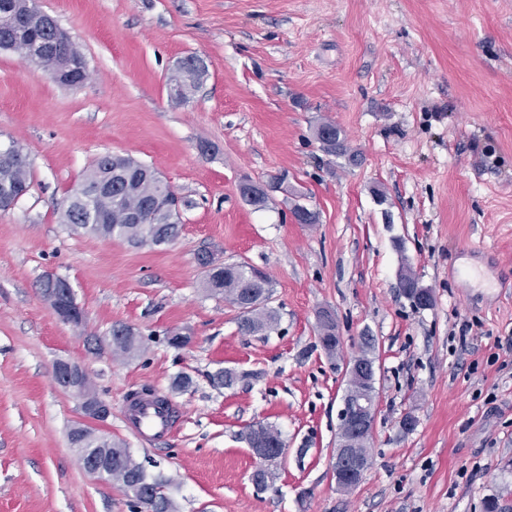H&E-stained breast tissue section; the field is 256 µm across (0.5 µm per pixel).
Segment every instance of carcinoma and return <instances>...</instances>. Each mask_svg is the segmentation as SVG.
<instances>
[{"instance_id": "cac0c4a2", "label": "carcinoma", "mask_w": 512, "mask_h": 512, "mask_svg": "<svg viewBox=\"0 0 512 512\" xmlns=\"http://www.w3.org/2000/svg\"><path fill=\"white\" fill-rule=\"evenodd\" d=\"M4 1L12 8L7 12L0 8V44L14 38L12 19L15 16L26 17L30 29L38 30V14L28 9L27 0H0V3ZM315 134L325 149L331 152L347 151L345 138L336 125L323 123L316 128ZM109 164L112 165V181L120 185V190L95 197L97 209L111 216V220L95 225L91 231L106 238L118 236L141 246H159L162 241L177 236L178 225L161 224L150 211L154 179L147 170L132 166V158L109 163L102 157L85 173L83 182L90 186L100 182ZM13 183L31 184L30 166L0 161V187ZM83 210V202L70 200L61 209V223L74 229L86 228V225L79 223ZM204 287L211 295L222 296L239 306L242 332L267 336L277 330L280 315L268 306L272 285L267 275L250 279L240 266H220L211 262L206 270ZM112 335V353L117 356L133 357L143 349V338L128 327L121 334L114 329ZM112 478L121 482L127 490L136 486L151 490L146 498L134 495L132 512H175L173 501L164 493L167 480L161 475L147 474L128 449L115 443L112 444Z\"/></svg>"}]
</instances>
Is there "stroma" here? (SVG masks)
<instances>
[{
  "mask_svg": "<svg viewBox=\"0 0 512 512\" xmlns=\"http://www.w3.org/2000/svg\"><path fill=\"white\" fill-rule=\"evenodd\" d=\"M89 66L80 88L0 50V144L31 188L0 212V512H130L119 483L83 469L81 416L52 383L85 365L111 414L97 435L163 475L176 512H483L512 505V0H38ZM205 58L188 102L175 61ZM338 126L348 156L313 130ZM152 167L188 205L169 245L139 247L61 224L60 205L101 155ZM280 181L266 208L242 178ZM316 212L297 223L295 205ZM272 280L267 336L209 296L198 254ZM410 269L433 304L399 287ZM66 278L86 319L59 321L40 294ZM334 313L341 347L318 342ZM134 327L131 358L94 350ZM189 338L168 345L170 330ZM379 365L371 459L354 489L331 476L345 365ZM232 369L233 387L214 384ZM193 384L172 391L173 379ZM181 410L166 438L127 427L133 393ZM416 421L405 431V416ZM277 428L286 454L265 491L244 435Z\"/></svg>",
  "mask_w": 512,
  "mask_h": 512,
  "instance_id": "obj_1",
  "label": "stroma"
}]
</instances>
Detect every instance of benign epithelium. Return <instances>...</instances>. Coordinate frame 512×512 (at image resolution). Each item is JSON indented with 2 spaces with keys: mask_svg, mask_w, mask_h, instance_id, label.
Returning a JSON list of instances; mask_svg holds the SVG:
<instances>
[{
  "mask_svg": "<svg viewBox=\"0 0 512 512\" xmlns=\"http://www.w3.org/2000/svg\"><path fill=\"white\" fill-rule=\"evenodd\" d=\"M39 15L41 25L45 31L52 33V38L48 41L32 40L24 31L15 37V43L26 47L28 60L39 67L48 68L54 82L68 88L79 87L81 82L74 80V76L78 71L89 73L86 59L76 56L71 50H65L71 38L53 17L42 11ZM155 182L158 185L156 200L163 203L161 213L166 217V222L170 223L178 217L183 206L182 200L160 177H155ZM240 188L241 193L252 200L269 197L267 187L249 180H242ZM28 191L29 187L25 185L1 190L0 211H9ZM41 293L51 312L60 321L70 325L85 321V312L76 303L74 290L67 279L46 276L41 283ZM346 373L350 386L345 391L339 411L341 435L332 462V475L340 490L356 487L369 470V456L359 453L358 445L372 434L377 414L375 360H353ZM52 381L76 399L84 419L102 422L111 415L110 406L94 393L88 371L81 365L64 359L57 360L52 369ZM253 452L260 460V467L266 470L282 458L284 442H271L266 436L259 435L254 438ZM79 458L90 475L102 480L112 478V460L108 449H102L95 460L83 453L79 454Z\"/></svg>",
  "mask_w": 512,
  "mask_h": 512,
  "instance_id": "obj_1",
  "label": "benign epithelium"
}]
</instances>
